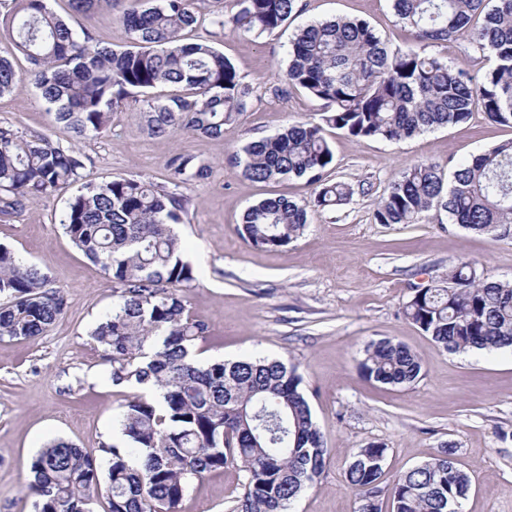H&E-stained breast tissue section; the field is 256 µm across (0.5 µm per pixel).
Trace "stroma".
Segmentation results:
<instances>
[{"instance_id": "stroma-1", "label": "stroma", "mask_w": 512, "mask_h": 512, "mask_svg": "<svg viewBox=\"0 0 512 512\" xmlns=\"http://www.w3.org/2000/svg\"><path fill=\"white\" fill-rule=\"evenodd\" d=\"M288 27L270 36L225 32L211 26L226 0H198L200 22L187 39H210L254 89L241 120L222 137L181 133L155 138L133 110L115 112L107 131L85 139L58 126L27 73L0 96V124L41 132L86 158V179L116 175L164 182L165 162L184 151L209 162L207 179L183 187L188 213L176 225L197 282L185 292L191 311L208 323L199 361L262 356L295 365L303 378L327 448L323 474L306 487L290 512H356L345 468L360 448L385 445V474L395 477L452 443L459 466L472 477L463 512H512V350L450 352L402 312L414 286L446 273L458 260L475 262L485 277L512 282V237L494 239L428 213L418 224L376 223L374 209L390 182L420 161L446 171L512 140V127L474 114L464 124L399 141L358 140L326 130L333 162L328 180L354 189L345 205L316 212L304 233L278 250L257 249L238 233L244 211L260 200L310 198L306 179L267 183L247 179L234 157L252 138L271 136L295 121H318L320 101L287 87L291 41L300 27L335 18L363 19L390 44L412 41L397 25L391 0H299ZM50 8L95 43L125 48L129 36L117 15L75 13L69 0ZM68 192L29 197L16 212L0 214V244L36 265L65 291L68 306L46 335L0 341V512H34L26 486L32 457L55 438L96 449L120 440L116 418L127 387L112 384L111 366L92 339L111 309L112 276L88 260L65 235L60 216ZM390 338L414 351L422 376L407 387L381 385L358 370L366 345ZM242 475L229 467L192 480L178 512H232Z\"/></svg>"}]
</instances>
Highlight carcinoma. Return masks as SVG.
<instances>
[{
    "instance_id": "obj_1",
    "label": "carcinoma",
    "mask_w": 512,
    "mask_h": 512,
    "mask_svg": "<svg viewBox=\"0 0 512 512\" xmlns=\"http://www.w3.org/2000/svg\"><path fill=\"white\" fill-rule=\"evenodd\" d=\"M48 0H0V26L13 32L0 49V96L22 83L12 62L22 53L29 76L55 119L79 136L97 135L112 114L142 102L147 131L156 137L189 132L224 134L247 112L253 88L212 43L184 41L198 23L194 0H126L120 20L134 46L115 51L80 36ZM118 0H70L77 12L110 11ZM212 26L232 33L271 35L300 10L299 0H230ZM396 23L414 43L393 47L367 22L338 19L299 29L289 53L287 84L323 102L319 122H297L271 137L253 138L235 161L254 182L307 178L313 198H266L238 226L251 246L276 249L295 241L309 213L351 200L353 189L328 182L333 152L324 127L358 140L398 141L433 128L468 122L476 112L512 127V0H392ZM465 42L467 56L491 55L483 80L430 51ZM164 86L183 94L149 96ZM83 155L50 137L0 124V213L21 209L33 195L78 186L60 224L72 244L112 275V309L91 335L111 363L112 385L141 393L121 406L116 423L125 445L87 448L57 438L30 461L34 512H177L190 481L232 466L243 472L233 512H288L302 489L324 471L327 449L313 420L297 369L255 357L199 364L196 351L209 325L191 316L181 292L197 281L172 225L189 199L181 188L209 176L208 162L176 153L166 181L114 176L83 181ZM443 210L475 233L512 234V141L460 164L450 177L431 161L399 174L378 200V224H417ZM0 340H33L64 314L67 297L31 263L0 245ZM404 314L450 352L512 348V283L490 282L462 261L425 288H415ZM362 375L408 386L422 372L419 357L389 338L367 345ZM387 447L359 449L345 471L358 512H461L471 490L468 472L446 445L391 482L382 481Z\"/></svg>"
}]
</instances>
